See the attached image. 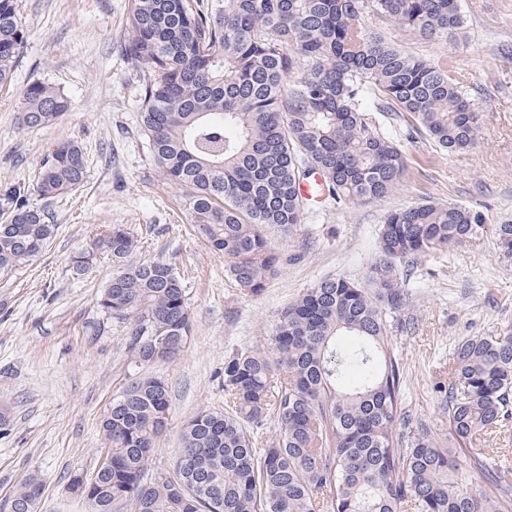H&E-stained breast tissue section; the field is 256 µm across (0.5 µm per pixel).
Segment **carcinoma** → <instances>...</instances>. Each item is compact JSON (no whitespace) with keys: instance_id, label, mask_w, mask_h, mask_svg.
Here are the masks:
<instances>
[{"instance_id":"1","label":"carcinoma","mask_w":512,"mask_h":512,"mask_svg":"<svg viewBox=\"0 0 512 512\" xmlns=\"http://www.w3.org/2000/svg\"><path fill=\"white\" fill-rule=\"evenodd\" d=\"M424 38L463 30L460 0H128L125 54L148 73L140 128L164 180L178 187L188 223L257 296L281 263L268 233L302 223L300 185L322 178L338 203L380 199L399 184L402 145L388 127L409 114L448 152L474 144L479 117L445 66L403 54L367 30L369 13ZM17 0H0V88L24 53ZM378 96L375 111L365 103ZM71 102L43 83L22 93V122L48 126ZM87 174L82 148L62 141L35 185L0 184V273L33 264L55 225L32 206ZM482 216L427 203L383 216L365 281L323 278L278 313L261 348L224 357V410L203 409L181 430L172 471L148 476L168 427L169 386L148 368L174 358L191 332L187 286L165 260L133 263L137 240L114 224L75 253L100 257L112 278L97 301L129 325L130 377L103 417L112 467L80 495L90 512H509L512 484L474 465L491 485L472 489L454 449L405 411L401 363L386 343L407 304L399 263L483 232ZM512 259V224L494 227ZM450 438L474 444L512 420V330L469 336L448 365ZM276 436L262 441L268 420ZM42 484L21 480L14 502L37 512Z\"/></svg>"}]
</instances>
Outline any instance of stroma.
Here are the masks:
<instances>
[{
	"mask_svg": "<svg viewBox=\"0 0 512 512\" xmlns=\"http://www.w3.org/2000/svg\"><path fill=\"white\" fill-rule=\"evenodd\" d=\"M466 26L454 41L430 40L370 15L379 33L406 54L445 65L480 112L475 144L449 153L425 134L404 142L398 186L370 203L308 206L292 233L275 234L283 256L264 291L250 296L224 273L165 184L139 125L143 75L128 59L127 0H17L24 57L0 89V183H34L44 157L63 140L82 147L87 175L56 199L32 197L55 226L34 265L0 276V512L19 481L38 474V512H88L69 489L73 472L93 474L102 453L100 423L134 367L127 324L107 318L97 298L112 276L104 259L75 274L73 254L122 224L137 238L134 261L163 259L184 274L192 332L175 358L155 367L171 391V422L156 442L150 473L170 470L185 420L221 409L220 373L230 352L263 346L278 312L327 276L362 279L377 256L384 213L435 202L480 212L478 237L402 264L408 296L389 345L403 366L408 414L448 438L442 393L448 358L468 336L512 327V263L498 258L493 225L512 221V0H460ZM40 81L69 97L56 123L28 128L21 94Z\"/></svg>",
	"mask_w": 512,
	"mask_h": 512,
	"instance_id": "obj_1",
	"label": "stroma"
}]
</instances>
